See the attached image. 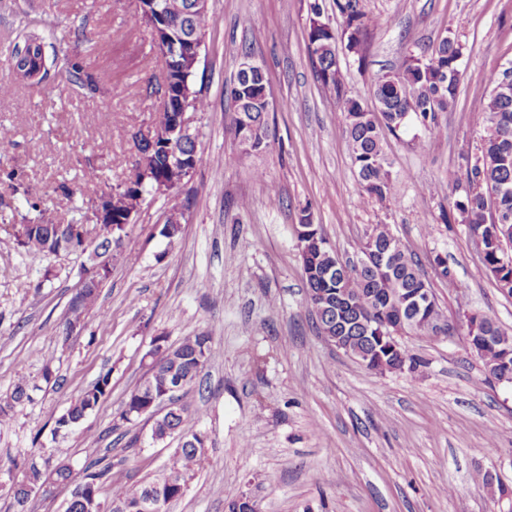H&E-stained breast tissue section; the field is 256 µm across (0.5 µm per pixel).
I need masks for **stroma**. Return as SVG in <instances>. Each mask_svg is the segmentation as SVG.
I'll return each mask as SVG.
<instances>
[{
	"mask_svg": "<svg viewBox=\"0 0 512 512\" xmlns=\"http://www.w3.org/2000/svg\"><path fill=\"white\" fill-rule=\"evenodd\" d=\"M310 3L209 0L194 82L210 107L192 123L198 162L180 191L183 232L163 237L166 201L146 199L113 250L95 309L69 333L67 309L88 256L25 251L4 227L82 222L128 178L135 138L160 105L152 86L162 60L150 32L130 25L137 0H0V77L26 34L42 38L48 60L40 83L0 98V126L14 134L0 154V396L21 378L35 387L33 402L0 423V472L37 455L52 467L72 464L79 479L83 464L107 453L127 457L134 479L157 474L178 439L155 443L146 419L116 420L146 372L152 337L175 344L205 332L216 353L186 400L202 413L196 428L209 459L168 512H227L243 493L258 512H512L501 494L512 490V383L487 374L460 327L467 310L512 335V295L485 271L466 225L445 219L455 199L446 175L466 171L479 146L485 76L512 64V0H360L385 21L364 63L339 57L349 91L364 102L375 76L440 36L465 47L456 109L441 134L417 143L386 134L399 185L385 201L362 198L336 103L313 73ZM248 55L264 65L274 98L269 147L230 165L236 145L224 122L233 105L224 90ZM73 63L98 77V88L75 82ZM88 168L102 183L83 180ZM28 183L46 189L37 203L17 190ZM271 183L283 198L277 207L267 200ZM306 219L342 258L374 224L390 225L417 256L455 332L403 335L416 371H369L313 328L295 233ZM104 373L106 397L54 434V416ZM485 473L491 483L478 482Z\"/></svg>",
	"mask_w": 512,
	"mask_h": 512,
	"instance_id": "1",
	"label": "stroma"
}]
</instances>
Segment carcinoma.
Segmentation results:
<instances>
[{
	"label": "carcinoma",
	"instance_id": "carcinoma-1",
	"mask_svg": "<svg viewBox=\"0 0 512 512\" xmlns=\"http://www.w3.org/2000/svg\"><path fill=\"white\" fill-rule=\"evenodd\" d=\"M163 18L157 20L161 27L171 26L176 30L189 27L205 35L208 15L196 16L190 12L191 0H161ZM336 9L343 18V27L338 38L346 53L363 63L365 45L371 31L383 26L378 17L367 16L360 8L359 0H336ZM310 42L321 46L322 53L312 62L313 69L325 94L336 100L340 119L345 127L349 147L357 177L363 194L379 201L392 198L398 183L390 170L385 152V132L395 133L410 128L421 130L430 136L442 131V115L454 110L457 103L458 75L461 67L457 61V42L452 36L442 40L431 53L418 55L419 62L404 61L394 73L382 74L374 78L372 95L380 99V111L364 109L360 100L351 94L346 86L345 76L338 63L335 37L325 31L309 34ZM30 52V63L37 68L45 60L44 45L36 37L24 40ZM503 72H492L487 81L492 87L483 100L480 112L484 114L483 134L480 148L484 156L482 171L476 187L470 193L459 196L448 210V223L465 224L470 233L483 238L488 252L483 260L485 270L497 282L512 280V265L502 264L507 254H512V233L494 222L493 213L504 211L512 214V90L500 88ZM267 81L266 73H257L239 82L238 90L231 91L244 103V108L252 111L256 143L261 150L268 147V126L266 116L254 104L253 91L256 86ZM170 93L155 112L153 124H167L171 112L175 111L173 95H191L193 108L205 112L209 108L202 90L196 88L194 77L180 71L171 64L163 70V80L157 93ZM176 159L155 153L154 166L149 172L140 171L139 164L133 165L131 175L116 194L127 199L126 208L136 209L144 199L141 194L152 190L153 182L160 179L172 180L180 177L174 173L171 164ZM11 236L16 244L27 250L49 253L48 247L55 234L54 227L48 224L10 225ZM65 252L82 255L86 252L97 257L112 258V241L102 236L89 242L79 236L67 240ZM324 234L307 244L308 258L302 265V276L306 285V302L312 308L316 329L322 336H343L352 357L363 359L373 350V344L364 326L358 319L385 315L393 321H402L406 330L415 333L437 335L450 333L451 326L441 323L437 304L433 303L421 311L410 310L408 297L414 288L423 287V274L420 267L406 248L392 233L387 224H374L370 234L359 241L356 256L368 261L362 269H357L352 261H342L326 246ZM346 264L351 274L344 277L339 271L329 272L333 265ZM103 280L99 279L85 289L79 306L69 305V318L66 324L83 322L84 314L92 308L99 296ZM472 336H486L479 358L483 361L490 376L501 379L512 378V357L503 361L499 343L512 338L490 317H483ZM166 337L156 336L151 341L152 373L128 395L119 419L129 422L139 417V411L148 404L151 392L175 382H181V392H186L198 381L206 364L215 355L210 337L200 333L186 336L175 347L161 346L159 341ZM110 373L101 375L97 382L86 389L72 402L66 411L55 418L54 431L68 429L80 423L109 392ZM34 387L25 380L17 381L13 389L0 397V419L12 416L15 409L33 400ZM200 418V412L185 403H180V413L172 418L153 422L152 439L162 441L167 437L184 436L191 422ZM192 443H185L175 449L167 468L159 475L142 481H134L128 476L124 457L116 463L101 460L85 466V477L89 484L84 488L73 487L70 497L64 502L63 512H114L112 506H122L126 512H138L136 506L147 499L160 502L155 512H167V506L180 498L188 481L208 458V448L190 433ZM60 484L73 482L71 466L62 464L47 472L34 458L25 462L18 484L37 488L47 480ZM111 489L110 505L101 500L103 485Z\"/></svg>",
	"mask_w": 512,
	"mask_h": 512
}]
</instances>
